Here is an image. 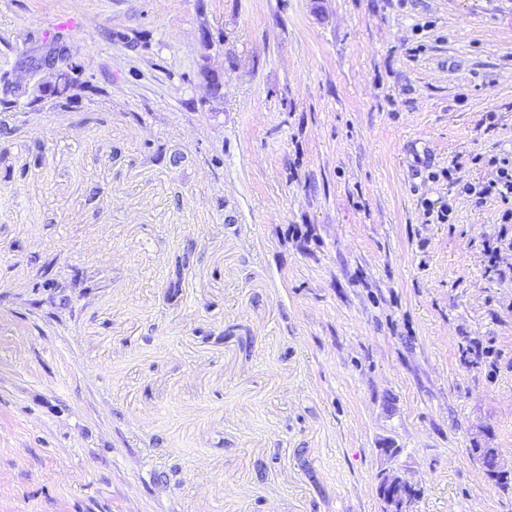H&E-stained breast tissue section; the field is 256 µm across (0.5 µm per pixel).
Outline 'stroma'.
Wrapping results in <instances>:
<instances>
[{"mask_svg": "<svg viewBox=\"0 0 512 512\" xmlns=\"http://www.w3.org/2000/svg\"><path fill=\"white\" fill-rule=\"evenodd\" d=\"M511 162L512 0H0V512H512ZM472 454L480 463L484 474L491 482L503 489H509L512 487V473L505 475L501 473H495L492 469L494 462V468L496 469L511 470L501 462L498 452L494 454L493 460L489 450L484 452H475V450L472 449ZM376 490L383 503V512H401V500L407 493L418 490L419 486L404 480L393 468H385L376 474Z\"/></svg>", "mask_w": 512, "mask_h": 512, "instance_id": "obj_1", "label": "stroma"}]
</instances>
